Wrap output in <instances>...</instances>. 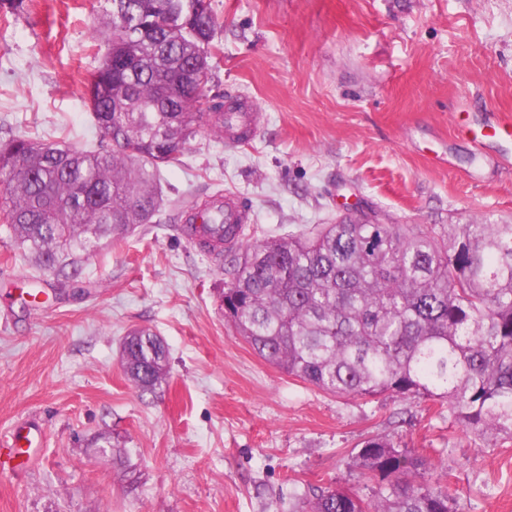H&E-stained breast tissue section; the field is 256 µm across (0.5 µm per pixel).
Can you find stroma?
<instances>
[{"instance_id":"stroma-1","label":"stroma","mask_w":512,"mask_h":512,"mask_svg":"<svg viewBox=\"0 0 512 512\" xmlns=\"http://www.w3.org/2000/svg\"><path fill=\"white\" fill-rule=\"evenodd\" d=\"M222 31L205 87L251 104L257 134L201 132L163 167L158 223L82 262L81 294L35 272L0 218V445L31 420L30 468L0 473V512H292L390 435L429 463L463 512H512V439L495 446L447 407L321 391L260 359L224 317L223 267L180 230L183 207L238 192L247 241L332 224L360 198L398 224L512 222V165L467 121L512 117V0H211ZM111 0L0 7V137L101 146L81 95L101 64ZM148 329L166 383L127 378L120 343Z\"/></svg>"}]
</instances>
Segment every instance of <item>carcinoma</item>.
I'll list each match as a JSON object with an SVG mask.
<instances>
[{"label":"carcinoma","mask_w":512,"mask_h":512,"mask_svg":"<svg viewBox=\"0 0 512 512\" xmlns=\"http://www.w3.org/2000/svg\"><path fill=\"white\" fill-rule=\"evenodd\" d=\"M150 33L128 36L126 15L97 33L101 65L83 91L106 145L84 151L25 135L0 139V192L12 237L36 265L75 287L81 256L101 239L151 224L160 169L178 164L198 132L224 136L222 103L197 93L188 65L219 52L209 0H129ZM200 248L220 258L230 229L209 225ZM224 316L253 352L341 397L394 395L448 404V418L493 446L512 438V224H366L342 220L313 235L239 245ZM128 379L166 382L169 357L148 329L123 344ZM354 463L375 481L365 502L313 488L293 512H460L426 460L388 436L362 442Z\"/></svg>","instance_id":"obj_1"}]
</instances>
